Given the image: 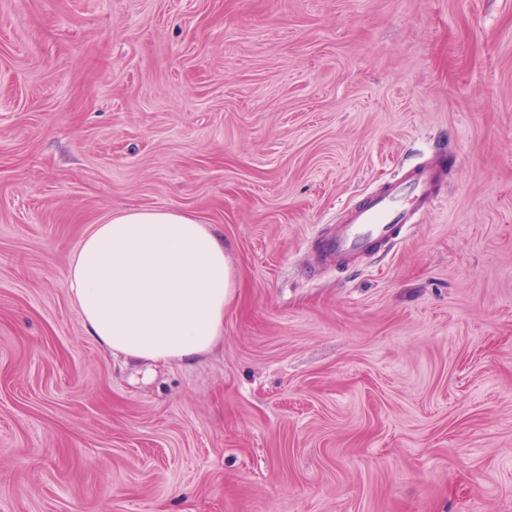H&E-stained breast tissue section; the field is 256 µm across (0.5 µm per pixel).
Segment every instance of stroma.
I'll list each match as a JSON object with an SVG mask.
<instances>
[{"mask_svg": "<svg viewBox=\"0 0 512 512\" xmlns=\"http://www.w3.org/2000/svg\"><path fill=\"white\" fill-rule=\"evenodd\" d=\"M427 159L399 244L317 265ZM131 208L224 238L194 363L70 297ZM0 512H512V0H0Z\"/></svg>", "mask_w": 512, "mask_h": 512, "instance_id": "35a3bbf8", "label": "stroma"}]
</instances>
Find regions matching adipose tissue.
<instances>
[{
	"mask_svg": "<svg viewBox=\"0 0 512 512\" xmlns=\"http://www.w3.org/2000/svg\"><path fill=\"white\" fill-rule=\"evenodd\" d=\"M66 283L88 336L151 365L212 352L235 288L224 239L209 225L187 212L141 208L94 225Z\"/></svg>",
	"mask_w": 512,
	"mask_h": 512,
	"instance_id": "obj_1",
	"label": "adipose tissue"
}]
</instances>
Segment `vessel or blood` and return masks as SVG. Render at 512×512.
<instances>
[{
	"instance_id": "b4317fda",
	"label": "vessel or blood",
	"mask_w": 512,
	"mask_h": 512,
	"mask_svg": "<svg viewBox=\"0 0 512 512\" xmlns=\"http://www.w3.org/2000/svg\"><path fill=\"white\" fill-rule=\"evenodd\" d=\"M442 174L437 164H426L368 196L347 213L343 224L320 236L315 248L317 261L340 262L383 246L395 247L416 215L433 208Z\"/></svg>"
}]
</instances>
